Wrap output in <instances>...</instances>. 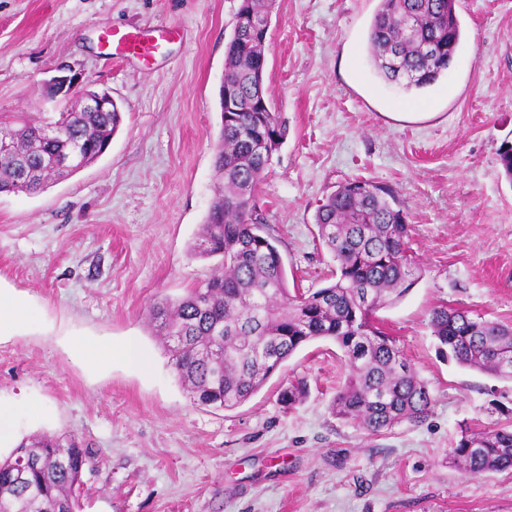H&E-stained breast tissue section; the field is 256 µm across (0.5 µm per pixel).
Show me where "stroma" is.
<instances>
[{"label": "stroma", "mask_w": 512, "mask_h": 512, "mask_svg": "<svg viewBox=\"0 0 512 512\" xmlns=\"http://www.w3.org/2000/svg\"><path fill=\"white\" fill-rule=\"evenodd\" d=\"M240 0H0V119L54 118L70 66L123 121L109 150L43 191L0 194V289L31 312L0 331V407L14 441L65 434L95 452L79 512H512V470L476 477L448 456L462 429L512 424V382L443 356L434 306L512 323V0H460L447 75L421 92L374 69L379 0H274L264 86L287 128L256 200L302 290L334 280L315 215L352 177L393 188L420 270L378 313L435 396L427 419L364 433L332 415L347 368L335 342L295 352L240 406L194 403L145 312L212 273L192 257L219 183L224 54ZM167 29L155 56H106L111 29ZM416 112L398 123L396 111ZM137 343L149 372L93 366L84 342ZM308 395L283 409L281 389Z\"/></svg>", "instance_id": "obj_1"}]
</instances>
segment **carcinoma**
<instances>
[{
  "label": "carcinoma",
  "instance_id": "1",
  "mask_svg": "<svg viewBox=\"0 0 512 512\" xmlns=\"http://www.w3.org/2000/svg\"><path fill=\"white\" fill-rule=\"evenodd\" d=\"M273 0H241L224 60V112L215 168L224 178L189 251L218 259L211 276L179 298H157L149 320L170 354L178 381L195 402L230 409L258 392L304 344L332 339L348 375L332 414L368 434L425 421L434 405L422 379L375 317L400 300L419 270L411 227L393 190L371 180L340 183L315 215L318 236L337 262L336 278L313 292L290 289L277 240L267 232L255 196L286 128L264 89L265 40ZM260 28L249 33L241 23ZM462 28L455 0H380L368 32L377 73L406 91L448 73V46ZM121 113L66 110L50 122L0 121L12 159L0 158V192L37 193L108 149ZM53 127L57 134L47 137ZM512 183V144L499 148ZM429 325L439 348L460 365L512 381V324L438 305ZM306 397L291 382L280 392L288 409ZM91 448L56 434L20 442L0 461V512H77ZM450 463L470 476L512 470V428L464 433Z\"/></svg>",
  "mask_w": 512,
  "mask_h": 512
}]
</instances>
